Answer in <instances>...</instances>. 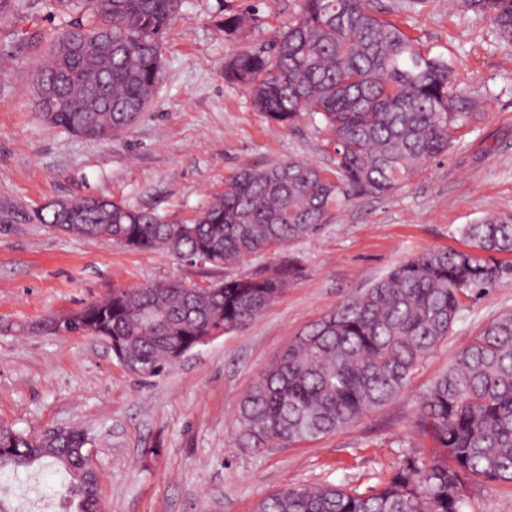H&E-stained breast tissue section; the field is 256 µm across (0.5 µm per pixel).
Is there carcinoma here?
Masks as SVG:
<instances>
[{
  "mask_svg": "<svg viewBox=\"0 0 512 512\" xmlns=\"http://www.w3.org/2000/svg\"><path fill=\"white\" fill-rule=\"evenodd\" d=\"M70 20L52 39L37 80L52 90V127L106 139L142 113L156 92L166 34L183 0H51ZM489 15L512 42V0H451ZM252 10L219 22L246 38ZM227 79L271 122L317 116L336 154V180L288 160L243 166L191 220L86 196L32 212L0 205V223L56 224L69 235L131 250H156L194 265L238 267L209 288L180 282L122 286L89 303L78 323L53 317L48 330L84 327L112 341L143 380L163 376L203 337L238 331L301 272L290 254L249 268L270 246L317 234L339 197L387 196L423 165L448 153L477 116L479 101L458 89L447 59L422 51L376 0H303L272 39L229 59ZM469 248L428 250L392 268L298 333L238 404V445L285 448L355 424L391 400L419 362L448 335L463 300L512 276L496 254L512 252V214L491 212L460 229ZM418 427L434 442L410 454L365 493L335 485L286 487L256 512H463L468 487L512 483V314L493 320L429 387ZM85 432L52 439L0 425V471L48 462L67 476L68 512H100L99 481L85 458Z\"/></svg>",
  "mask_w": 512,
  "mask_h": 512,
  "instance_id": "obj_1",
  "label": "carcinoma"
}]
</instances>
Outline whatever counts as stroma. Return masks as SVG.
Segmentation results:
<instances>
[{"label": "stroma", "instance_id": "35a3bbf8", "mask_svg": "<svg viewBox=\"0 0 512 512\" xmlns=\"http://www.w3.org/2000/svg\"><path fill=\"white\" fill-rule=\"evenodd\" d=\"M257 9L246 40L225 38L221 11ZM384 17L420 47L448 59L478 118L448 154L427 162L386 197L340 198L314 237L286 251L302 266L284 293L245 329L198 346L162 377L131 375L107 345L49 335L46 319L117 286L179 281L204 287L227 276L159 251H132L42 224L0 223V424L24 434L86 432L105 512H255L285 487L368 491L431 439L417 427L422 398L452 357L498 315L512 313V279L465 301L448 336L386 404L355 425L290 448H242L237 408L261 370L304 327L394 266L433 249H463V225L486 212L512 214V43L493 20L449 10L448 0H378ZM302 0H186L163 46L156 95L112 138L89 140L41 121L34 77L66 16L43 0H16L0 29V203L30 212L50 201L105 195L170 221L189 219L239 167L288 160L336 176L319 119L272 124L224 76L237 53L287 27ZM54 470L0 473L18 512L57 504ZM464 512H512V484L484 482Z\"/></svg>", "mask_w": 512, "mask_h": 512}]
</instances>
